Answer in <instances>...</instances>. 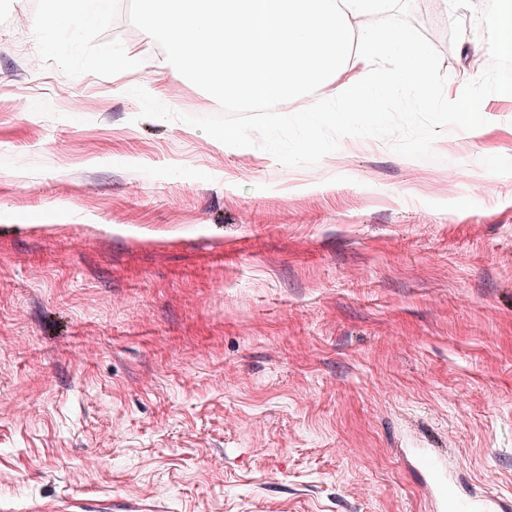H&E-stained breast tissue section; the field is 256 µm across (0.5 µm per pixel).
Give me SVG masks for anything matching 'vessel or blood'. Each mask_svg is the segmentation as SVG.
<instances>
[{"instance_id": "obj_1", "label": "vessel or blood", "mask_w": 512, "mask_h": 512, "mask_svg": "<svg viewBox=\"0 0 512 512\" xmlns=\"http://www.w3.org/2000/svg\"><path fill=\"white\" fill-rule=\"evenodd\" d=\"M418 462L429 477L443 512H512V501L498 496L487 494L475 499L461 498L445 477L444 455L440 449H422L418 453Z\"/></svg>"}]
</instances>
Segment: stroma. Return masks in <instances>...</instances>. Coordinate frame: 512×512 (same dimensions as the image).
<instances>
[{"label": "stroma", "instance_id": "obj_1", "mask_svg": "<svg viewBox=\"0 0 512 512\" xmlns=\"http://www.w3.org/2000/svg\"><path fill=\"white\" fill-rule=\"evenodd\" d=\"M129 0L80 34L0 0V512H437L415 464L512 498V100L435 159L232 151L161 102ZM453 79L464 0H413ZM129 50L116 74L99 50Z\"/></svg>", "mask_w": 512, "mask_h": 512}]
</instances>
